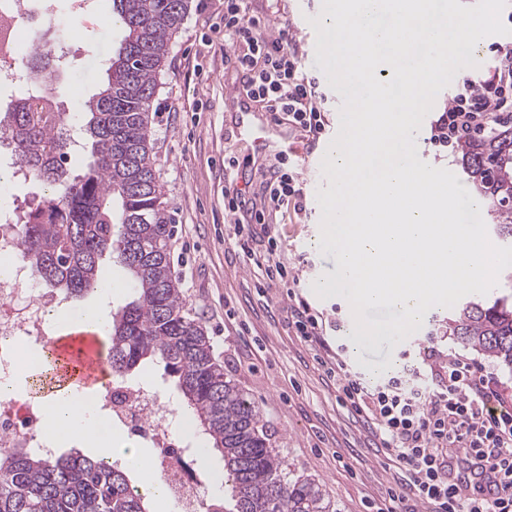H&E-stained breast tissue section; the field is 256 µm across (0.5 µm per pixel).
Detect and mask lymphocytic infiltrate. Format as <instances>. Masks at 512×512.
Listing matches in <instances>:
<instances>
[{
  "mask_svg": "<svg viewBox=\"0 0 512 512\" xmlns=\"http://www.w3.org/2000/svg\"><path fill=\"white\" fill-rule=\"evenodd\" d=\"M224 39L233 48L225 64L244 74L243 85L263 107L313 136L325 129L317 106L315 79L304 75L297 47L286 37L266 33V21L246 15L242 0H224ZM497 63L480 78L458 87L447 108L431 126L430 140L452 152L461 140L485 132L494 113L512 114V41L492 44ZM238 160L224 152V211L245 254L264 246L259 264L267 286L290 284L288 264L273 243L274 220L285 206L304 210L305 196L285 158L270 163L258 192L239 182ZM288 327L310 342L323 376L336 390V400L360 416L375 447L385 449L395 473L387 507L376 512H415L430 503L436 512H512V402L505 400L493 372L460 354L441 359L423 375L415 365L387 380H364L332 353L326 329L307 303L289 306ZM474 456L497 477L495 495L481 487L465 491L448 476L449 451Z\"/></svg>",
  "mask_w": 512,
  "mask_h": 512,
  "instance_id": "f902f5d3",
  "label": "lymphocytic infiltrate"
}]
</instances>
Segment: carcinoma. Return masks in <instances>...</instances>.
I'll return each instance as SVG.
<instances>
[{"instance_id":"obj_1","label":"carcinoma","mask_w":512,"mask_h":512,"mask_svg":"<svg viewBox=\"0 0 512 512\" xmlns=\"http://www.w3.org/2000/svg\"><path fill=\"white\" fill-rule=\"evenodd\" d=\"M189 0H112L124 28L108 82L83 102L94 163L68 166L71 133L61 112H33L38 96H59L60 58L36 47L35 87L4 113L17 163L47 189L17 231L32 276L68 298L96 291L109 257L130 276L134 299L112 313L108 362L127 375L161 362L177 379L190 421L204 435L199 452L224 459L229 497L206 512H336L323 484L294 473L272 447L259 411L213 356L203 324L191 317L171 270L172 217L152 163L150 107L171 40ZM473 195L489 202L493 230L512 242V121L492 122L460 146ZM448 335L512 367V303L468 301ZM0 512H150V502L118 463L83 454L36 456L0 448Z\"/></svg>"}]
</instances>
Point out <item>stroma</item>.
Instances as JSON below:
<instances>
[{
	"label": "stroma",
	"instance_id": "35a3bbf8",
	"mask_svg": "<svg viewBox=\"0 0 512 512\" xmlns=\"http://www.w3.org/2000/svg\"><path fill=\"white\" fill-rule=\"evenodd\" d=\"M90 15L75 18L72 7L59 12V24L71 33L52 38L69 48L61 79L84 95L107 84L110 59L123 36L111 23L112 0H95ZM247 14L266 15L272 33L287 30L296 46L305 39L298 17L320 13L322 0H243ZM222 0H191L159 75L151 104L154 163L173 217L170 262L188 308L205 324L217 361L257 406L273 448L295 473L318 479L339 512H367L388 501L394 472L383 466V453L367 442L352 413L326 385L308 342L289 331L285 290L266 288L254 261L238 249L224 216V150L244 157L248 146L235 136V118L224 106V85L238 74L224 65ZM321 209L310 202L305 212L286 211L274 235L288 263L306 258L298 272L297 298L325 319L346 325L350 314L338 297L309 294L312 277L335 274V251L313 244L320 232ZM449 311L437 308L424 336H412L395 348H362L353 353L346 338L329 331L331 347L360 360H423L427 346L442 353L476 358V351L448 334Z\"/></svg>",
	"mask_w": 512,
	"mask_h": 512
}]
</instances>
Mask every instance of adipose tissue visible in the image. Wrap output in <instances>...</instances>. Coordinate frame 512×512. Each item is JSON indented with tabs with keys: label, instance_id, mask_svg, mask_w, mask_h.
<instances>
[{
	"label": "adipose tissue",
	"instance_id": "obj_1",
	"mask_svg": "<svg viewBox=\"0 0 512 512\" xmlns=\"http://www.w3.org/2000/svg\"><path fill=\"white\" fill-rule=\"evenodd\" d=\"M111 308L112 294L106 291L91 308L58 309L54 314V322L101 332L109 323ZM45 423L51 440L58 444L77 441L106 454L123 446L119 437L113 435L111 425L97 414L93 396L87 392H70L48 403L45 407Z\"/></svg>",
	"mask_w": 512,
	"mask_h": 512
}]
</instances>
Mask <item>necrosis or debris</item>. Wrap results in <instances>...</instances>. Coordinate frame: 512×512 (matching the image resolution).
Wrapping results in <instances>:
<instances>
[{
	"label": "necrosis or debris",
	"mask_w": 512,
	"mask_h": 512,
	"mask_svg": "<svg viewBox=\"0 0 512 512\" xmlns=\"http://www.w3.org/2000/svg\"><path fill=\"white\" fill-rule=\"evenodd\" d=\"M55 19L54 0H0V63L27 65L32 48ZM27 29H19V21ZM0 261L11 273L0 275V382L43 364L41 346L56 332L50 314L64 299L60 292L32 285L31 265L23 255L14 221L0 213ZM98 408L113 428L140 437L157 451L153 470L164 481L177 512H199L201 487L192 472L197 455L177 412L166 404L155 383H130L109 375ZM0 447L52 453L42 427L41 407L16 398L0 403Z\"/></svg>",
	"instance_id": "necrosis-or-debris-1"
}]
</instances>
